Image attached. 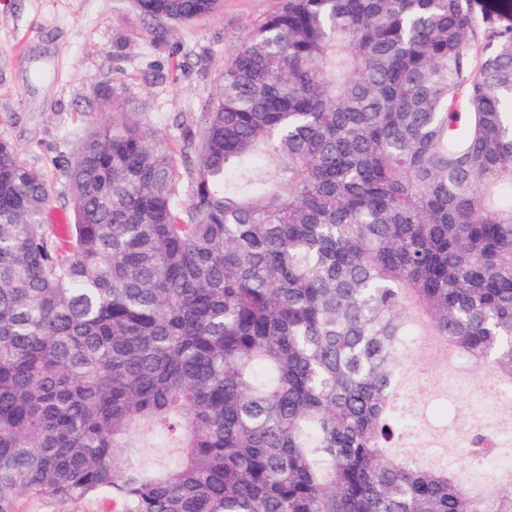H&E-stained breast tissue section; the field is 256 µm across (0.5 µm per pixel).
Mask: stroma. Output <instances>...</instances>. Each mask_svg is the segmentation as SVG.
<instances>
[{"label":"stroma","mask_w":512,"mask_h":512,"mask_svg":"<svg viewBox=\"0 0 512 512\" xmlns=\"http://www.w3.org/2000/svg\"><path fill=\"white\" fill-rule=\"evenodd\" d=\"M280 0H224L221 11L192 25L144 16L134 0H0V138L49 184L48 231L72 220L67 165L76 143L109 120V97L132 109L141 125L183 156L184 133L201 129L232 49ZM164 28V39L154 37ZM426 425L410 433L415 451L431 452L438 434L455 436L492 410L480 382L464 385L452 369L431 366L425 391L398 404ZM15 512H121L104 493L59 501L26 494Z\"/></svg>","instance_id":"obj_1"}]
</instances>
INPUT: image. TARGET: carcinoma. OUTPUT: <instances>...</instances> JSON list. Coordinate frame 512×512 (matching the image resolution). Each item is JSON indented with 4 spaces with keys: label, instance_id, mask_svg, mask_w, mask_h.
I'll use <instances>...</instances> for the list:
<instances>
[{
    "label": "carcinoma",
    "instance_id": "carcinoma-1",
    "mask_svg": "<svg viewBox=\"0 0 512 512\" xmlns=\"http://www.w3.org/2000/svg\"><path fill=\"white\" fill-rule=\"evenodd\" d=\"M480 25L472 0H282L186 134V201L120 104L74 148L66 257L0 140V512H512L388 445L422 320L512 394V29L475 69ZM14 509L15 512H121L122 505L107 493L67 501L23 494L15 500Z\"/></svg>",
    "mask_w": 512,
    "mask_h": 512
}]
</instances>
